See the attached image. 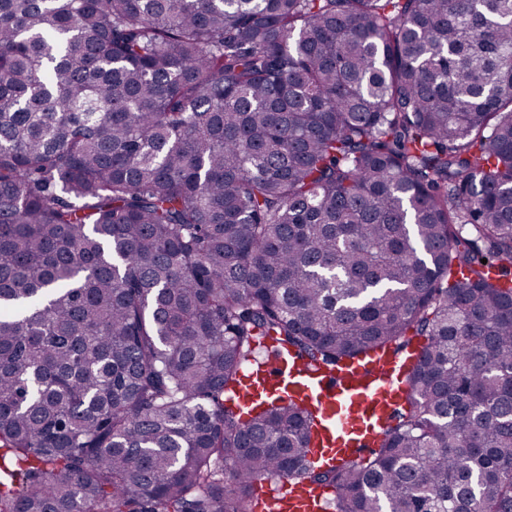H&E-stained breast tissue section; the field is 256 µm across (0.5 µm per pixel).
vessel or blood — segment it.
Segmentation results:
<instances>
[{
    "instance_id": "vessel-or-blood-1",
    "label": "vessel or blood",
    "mask_w": 512,
    "mask_h": 512,
    "mask_svg": "<svg viewBox=\"0 0 512 512\" xmlns=\"http://www.w3.org/2000/svg\"><path fill=\"white\" fill-rule=\"evenodd\" d=\"M419 353L411 345L398 353L381 350L340 364L330 374L284 353L260 371L249 373L236 398L245 405L262 394L306 401L315 407L325 427L313 444L314 455L354 461L380 421L405 406L407 393L401 379ZM276 483L263 496V512H328L325 488L282 477Z\"/></svg>"
}]
</instances>
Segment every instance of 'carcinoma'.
Listing matches in <instances>:
<instances>
[{"label":"carcinoma","mask_w":512,"mask_h":512,"mask_svg":"<svg viewBox=\"0 0 512 512\" xmlns=\"http://www.w3.org/2000/svg\"><path fill=\"white\" fill-rule=\"evenodd\" d=\"M265 336L425 344L328 463L306 402L226 405ZM272 477L512 512V0H0V512Z\"/></svg>","instance_id":"1"}]
</instances>
